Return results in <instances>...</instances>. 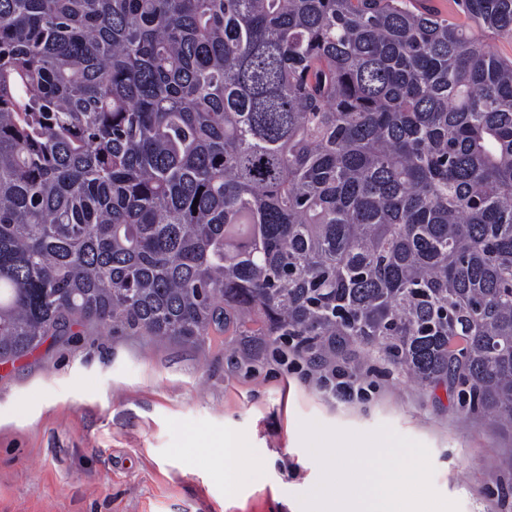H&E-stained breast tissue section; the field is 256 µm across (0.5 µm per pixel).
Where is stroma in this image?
Instances as JSON below:
<instances>
[{
	"label": "stroma",
	"instance_id": "1",
	"mask_svg": "<svg viewBox=\"0 0 512 512\" xmlns=\"http://www.w3.org/2000/svg\"><path fill=\"white\" fill-rule=\"evenodd\" d=\"M292 345L238 364L229 336L199 344L97 323L0 366V512H301L319 464L300 424L424 443L432 484L459 512H512V427L464 417L377 355L354 350L363 388L325 390L321 366L282 364ZM232 436L243 458L198 452Z\"/></svg>",
	"mask_w": 512,
	"mask_h": 512
}]
</instances>
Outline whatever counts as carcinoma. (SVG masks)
<instances>
[{"mask_svg": "<svg viewBox=\"0 0 512 512\" xmlns=\"http://www.w3.org/2000/svg\"><path fill=\"white\" fill-rule=\"evenodd\" d=\"M411 2L0 0V361L334 338L512 427V0Z\"/></svg>", "mask_w": 512, "mask_h": 512, "instance_id": "carcinoma-1", "label": "carcinoma"}]
</instances>
